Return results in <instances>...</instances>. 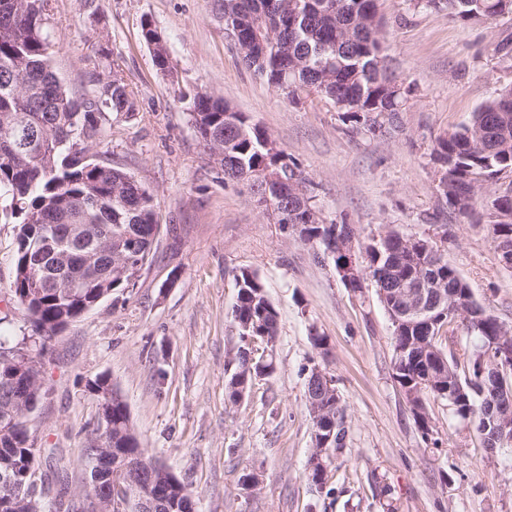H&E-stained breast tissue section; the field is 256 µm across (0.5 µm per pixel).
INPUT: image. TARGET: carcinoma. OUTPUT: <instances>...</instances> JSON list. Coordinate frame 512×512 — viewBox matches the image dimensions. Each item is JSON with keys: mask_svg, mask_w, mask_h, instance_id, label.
Here are the masks:
<instances>
[{"mask_svg": "<svg viewBox=\"0 0 512 512\" xmlns=\"http://www.w3.org/2000/svg\"><path fill=\"white\" fill-rule=\"evenodd\" d=\"M15 9L0 8V151L10 143L7 135L21 126L39 129L35 139L15 149L8 160L0 157V200L11 204L22 201L20 209L10 208L11 216L20 219L17 234L15 292L38 287L43 267L35 265L26 240L48 236L60 250L69 249V228L85 225L86 244L99 253L102 265L112 270L111 284L118 288L125 281L118 277L123 262L117 243L129 229H136L142 241V253L134 263L144 264L151 254V232L155 218L153 194L119 167L79 162L77 155L90 151L108 135L112 115H133L135 103L126 84L116 71L95 84L94 90L74 96L51 68L55 42L47 29L50 0H12ZM378 0H222L224 25L246 26L259 31L261 42L238 48L243 64L260 77L283 89L288 86L292 100L315 96L343 113L354 127L372 129L376 118L394 121L403 110L410 90L392 85L388 74L378 66L387 56L382 33ZM431 10H445L454 20L482 23L505 13H512V0H417ZM142 37L154 44L152 60L162 71L170 69L165 42L158 38L150 21L142 24ZM26 71L28 83L17 85L10 80L14 72ZM230 113L232 121L224 122ZM191 117L202 139H210L224 158V182L236 181L252 186L256 169L277 157H268L262 139L265 129L251 124L248 118L233 111L223 100L207 93L192 97ZM431 159L438 171L448 176L445 203L453 211L466 214L472 208L473 183L512 171V87L504 88L487 99L474 113L469 125L433 147ZM302 188L288 190L293 198L288 204L297 211L302 224L299 241L317 253H327L333 242L356 233L351 224H326L307 194L306 177ZM378 248L366 247L367 268L372 273L388 270V287L428 278L435 288L427 301L445 297L451 306L455 295L467 289L457 270L440 251L430 252L413 261L407 259L408 237L388 231ZM237 294L232 309L233 321L243 341L234 358V370L227 384L229 401L236 402L240 372L253 369L254 375L273 371V361L263 359L261 351L276 339L278 315L270 302L258 274L243 267L235 276ZM102 295L100 284L87 281L78 288H45L26 307L31 325L39 332L42 343L52 340L60 328L92 308ZM481 305L465 317L467 333L476 340L473 348L459 358L456 342L448 341V331L419 327L408 318L393 327L394 379L404 395L416 387V379L432 369L433 385L425 388L437 400L447 403L451 416L479 428L486 421L504 416L512 420V409L487 412V395L483 390L494 385L492 370L481 361L486 348L499 336V320L484 319ZM10 368L0 365V409L14 401ZM319 408L333 426V439L319 450L325 468L310 472L312 482L324 479L326 466L336 451L344 448L347 429L344 410L336 387L315 381ZM91 433L103 438L101 447H113L142 462L144 469L155 471L159 461L150 457L133 428L127 405L112 402L110 413L93 425ZM123 460L111 455L98 482H89L85 496L102 495L112 490ZM36 449L32 435L18 433L14 445L0 447V471H9L16 485L26 482V473L35 467ZM166 498L176 507L161 512H195V500L188 485L170 486ZM0 512H45L39 496L23 495L9 499L0 486Z\"/></svg>", "mask_w": 512, "mask_h": 512, "instance_id": "obj_1", "label": "carcinoma"}]
</instances>
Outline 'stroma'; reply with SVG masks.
<instances>
[{
	"mask_svg": "<svg viewBox=\"0 0 512 512\" xmlns=\"http://www.w3.org/2000/svg\"><path fill=\"white\" fill-rule=\"evenodd\" d=\"M388 53L412 94L394 124L353 129L325 103L284 94L241 62L216 0H50L51 67L76 95L118 69L136 104L92 153L155 196L161 231L135 285L115 292L48 346L11 290L19 226L0 215V346L29 351L45 392L31 415L35 479L84 502L88 386L107 377L128 405L148 455L195 493L197 512H512V451L487 455L474 428L427 398L424 437L393 378V326L371 282L350 291L332 260L282 232L247 186L225 182L180 99L184 88L224 98L264 128L310 182L327 224L360 243L396 230L433 238L480 305L512 326V270L487 230L512 172L486 183L462 217L437 192V138L459 131L512 85V14L450 19L416 0H379ZM163 37L156 69L142 24ZM256 271L278 313L274 372L239 403L226 384L240 344L231 317L240 268ZM327 338L314 348V334ZM334 378L348 428L323 483L308 479L309 367ZM257 470L255 490L240 477ZM142 37L149 46L152 42H155L152 50L154 66L162 71L170 69V56L167 46L164 41H160L156 28L148 20L142 24Z\"/></svg>",
	"mask_w": 512,
	"mask_h": 512,
	"instance_id": "obj_1",
	"label": "stroma"
}]
</instances>
